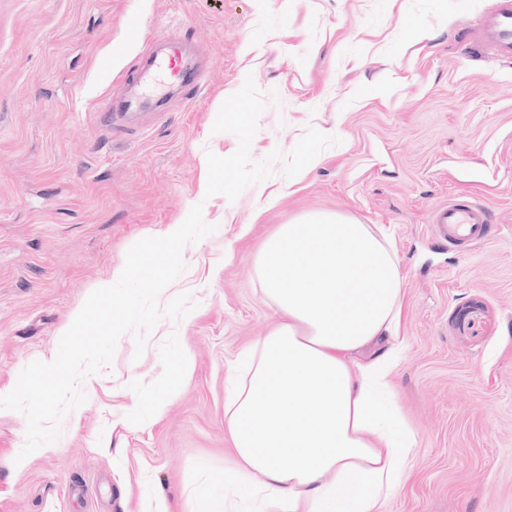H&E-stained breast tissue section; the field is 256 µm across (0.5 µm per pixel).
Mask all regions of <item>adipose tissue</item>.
Returning a JSON list of instances; mask_svg holds the SVG:
<instances>
[{
  "label": "adipose tissue",
  "mask_w": 512,
  "mask_h": 512,
  "mask_svg": "<svg viewBox=\"0 0 512 512\" xmlns=\"http://www.w3.org/2000/svg\"><path fill=\"white\" fill-rule=\"evenodd\" d=\"M256 273L282 320L227 397L224 512H378L408 481L414 445L386 406L405 295L389 236L308 213L263 244Z\"/></svg>",
  "instance_id": "obj_1"
}]
</instances>
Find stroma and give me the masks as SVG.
Returning <instances> with one entry per match:
<instances>
[{"label": "stroma", "instance_id": "1", "mask_svg": "<svg viewBox=\"0 0 512 512\" xmlns=\"http://www.w3.org/2000/svg\"><path fill=\"white\" fill-rule=\"evenodd\" d=\"M496 0H0V396L57 350L129 248L202 205L142 357L124 335L59 438L27 458V420L0 409V512H224V403L241 353L281 320L262 243L311 212L383 228L405 282L392 404L411 475L380 512H512V58L472 43ZM176 34L207 74L151 107L146 46ZM253 77L266 108L251 156L309 128L339 137L298 175L282 164L236 201L203 198L218 103ZM149 102L106 130L102 97ZM489 213L490 241L443 243L448 201ZM191 371L180 369L183 358ZM156 401L158 410L148 409Z\"/></svg>", "mask_w": 512, "mask_h": 512}]
</instances>
